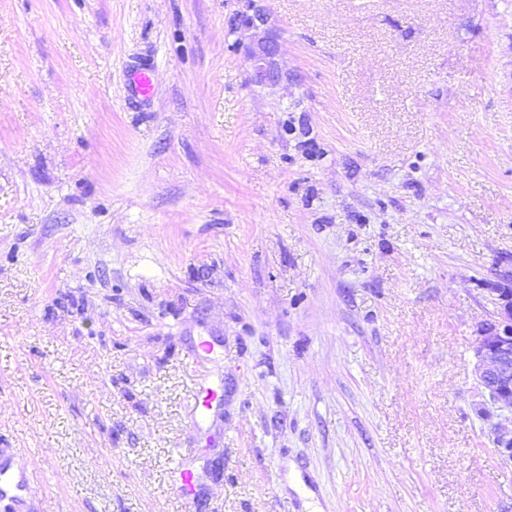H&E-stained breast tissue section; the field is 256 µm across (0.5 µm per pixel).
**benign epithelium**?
Instances as JSON below:
<instances>
[{"instance_id":"benign-epithelium-1","label":"benign epithelium","mask_w":512,"mask_h":512,"mask_svg":"<svg viewBox=\"0 0 512 512\" xmlns=\"http://www.w3.org/2000/svg\"><path fill=\"white\" fill-rule=\"evenodd\" d=\"M240 8L231 18V26L253 32L244 45V56L250 64V80L258 85L280 83L283 74L275 57L276 40L261 34L268 16L257 0H239ZM496 309L491 318L477 328L474 377L481 389L483 402L478 413L485 420L497 419L492 425V443L501 461L512 463V292L494 288Z\"/></svg>"}]
</instances>
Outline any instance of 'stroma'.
<instances>
[{
  "instance_id": "1",
  "label": "stroma",
  "mask_w": 512,
  "mask_h": 512,
  "mask_svg": "<svg viewBox=\"0 0 512 512\" xmlns=\"http://www.w3.org/2000/svg\"><path fill=\"white\" fill-rule=\"evenodd\" d=\"M262 5L0 0V512H512V0ZM238 2L241 7L231 18V26L254 32L250 42L243 46L244 56L251 68L250 80L262 86L276 85L283 79V74L275 60L278 44L273 37L259 34L267 25V13L256 0H239ZM496 309L477 328L474 377L483 402L478 413L496 418L492 443L504 464L512 463V292L494 288ZM35 489L32 474L25 472L15 473L12 468V461L0 460V499L23 504Z\"/></svg>"
}]
</instances>
